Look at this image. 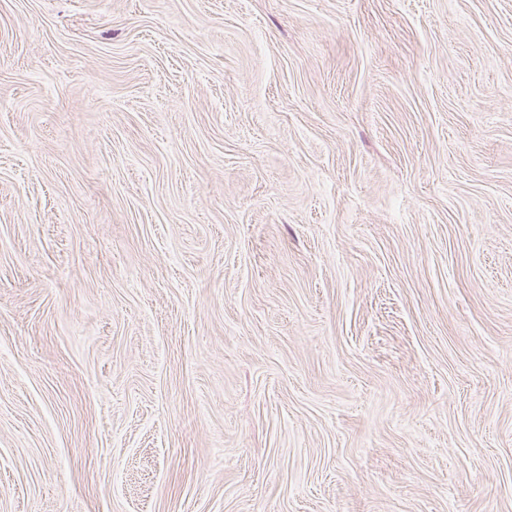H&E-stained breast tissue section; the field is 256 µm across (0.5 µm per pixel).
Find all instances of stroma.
Returning a JSON list of instances; mask_svg holds the SVG:
<instances>
[{"mask_svg": "<svg viewBox=\"0 0 512 512\" xmlns=\"http://www.w3.org/2000/svg\"><path fill=\"white\" fill-rule=\"evenodd\" d=\"M0 512H512V0H0Z\"/></svg>", "mask_w": 512, "mask_h": 512, "instance_id": "1", "label": "stroma"}]
</instances>
